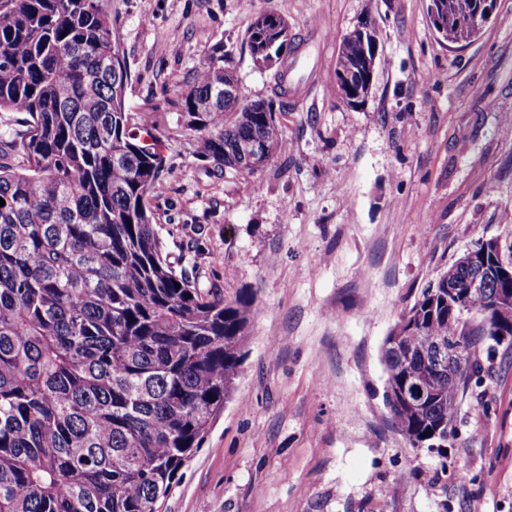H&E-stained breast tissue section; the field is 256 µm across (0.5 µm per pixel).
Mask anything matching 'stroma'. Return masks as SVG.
I'll list each match as a JSON object with an SVG mask.
<instances>
[{"label":"stroma","mask_w":512,"mask_h":512,"mask_svg":"<svg viewBox=\"0 0 512 512\" xmlns=\"http://www.w3.org/2000/svg\"><path fill=\"white\" fill-rule=\"evenodd\" d=\"M130 74L126 105L170 172L148 207L172 265L200 287L255 292L231 398L165 512H512V348H481L447 458L390 425L385 337L463 254L512 261V0L471 41L442 40L429 0H101ZM284 16L305 77L277 114L284 149L219 173L182 126L214 45L242 99L270 94L244 33ZM380 30L374 80L336 97L340 36Z\"/></svg>","instance_id":"stroma-1"}]
</instances>
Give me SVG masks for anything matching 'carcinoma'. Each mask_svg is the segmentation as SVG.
<instances>
[{"label": "carcinoma", "instance_id": "carcinoma-1", "mask_svg": "<svg viewBox=\"0 0 512 512\" xmlns=\"http://www.w3.org/2000/svg\"><path fill=\"white\" fill-rule=\"evenodd\" d=\"M483 0H432L430 19L459 44L483 26ZM260 12L245 33L250 56L281 40ZM377 24L344 33L336 74L362 101L374 76ZM100 0H0V112L23 115L4 131L20 170L0 155V512H160L181 470L223 411L258 314L253 293L204 289L164 256L147 200L169 173L165 145L125 103L126 62ZM272 97L239 95L220 44L182 95L195 154L221 171L254 173L285 145ZM458 260L421 290L383 346L385 403L409 447H448L460 385L478 371L487 340L501 343L498 281L469 300L468 320L448 299ZM180 287H175V284ZM462 337L464 369L448 385L437 343ZM410 377L432 393L407 401Z\"/></svg>", "mask_w": 512, "mask_h": 512}]
</instances>
